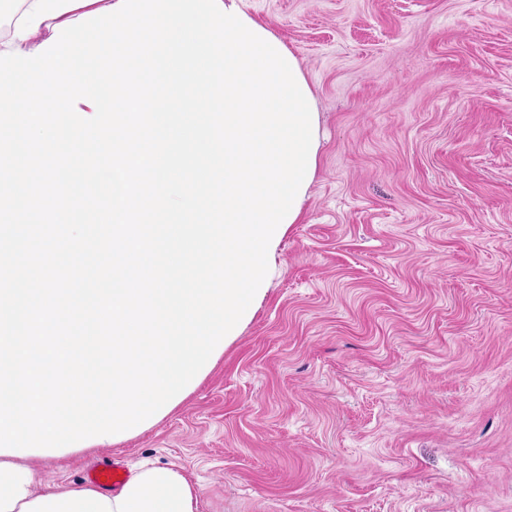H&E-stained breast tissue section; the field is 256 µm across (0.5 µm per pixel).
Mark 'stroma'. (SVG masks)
<instances>
[{
    "label": "stroma",
    "mask_w": 512,
    "mask_h": 512,
    "mask_svg": "<svg viewBox=\"0 0 512 512\" xmlns=\"http://www.w3.org/2000/svg\"><path fill=\"white\" fill-rule=\"evenodd\" d=\"M321 130L239 335L139 435L29 464L180 465L198 512H512V0H240Z\"/></svg>",
    "instance_id": "35a3bbf8"
}]
</instances>
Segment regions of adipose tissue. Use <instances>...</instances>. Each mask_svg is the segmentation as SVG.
Segmentation results:
<instances>
[{"mask_svg":"<svg viewBox=\"0 0 512 512\" xmlns=\"http://www.w3.org/2000/svg\"><path fill=\"white\" fill-rule=\"evenodd\" d=\"M116 0H0L6 30L0 52H32L55 24ZM198 490L174 465L138 466L118 493L91 485L60 489L41 483L20 456L0 455V512H197Z\"/></svg>","mask_w":512,"mask_h":512,"instance_id":"ef3b65f1","label":"adipose tissue"}]
</instances>
